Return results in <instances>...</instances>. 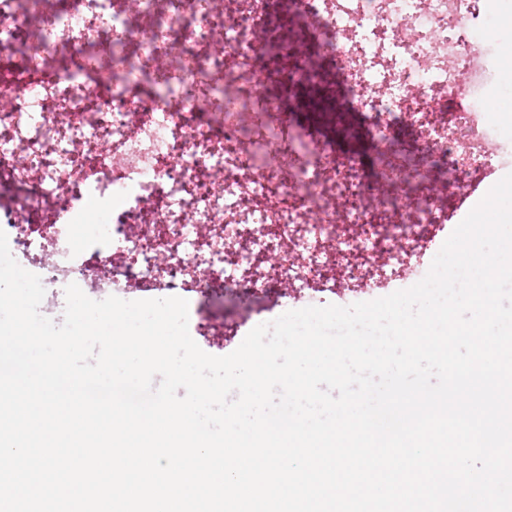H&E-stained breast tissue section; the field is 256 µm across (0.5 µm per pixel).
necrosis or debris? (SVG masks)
Listing matches in <instances>:
<instances>
[{
  "label": "necrosis or debris",
  "mask_w": 512,
  "mask_h": 512,
  "mask_svg": "<svg viewBox=\"0 0 512 512\" xmlns=\"http://www.w3.org/2000/svg\"><path fill=\"white\" fill-rule=\"evenodd\" d=\"M478 0H0V229L45 290L77 284L101 297L164 284L188 295L227 284L252 294L288 283L333 303L329 264L353 252L387 257L389 273L353 296L419 273L440 209L429 163L449 169V196L491 169L467 132L488 131L485 71L449 13ZM374 130L372 155L343 154L295 119L294 89L324 90ZM449 100L471 98L416 148ZM402 185L376 196L375 172ZM347 206L336 213L329 195ZM112 203L104 231L90 202ZM360 226L341 240L337 222ZM403 239L404 249L394 247ZM301 261L264 262L272 242Z\"/></svg>",
  "instance_id": "necrosis-or-debris-1"
}]
</instances>
